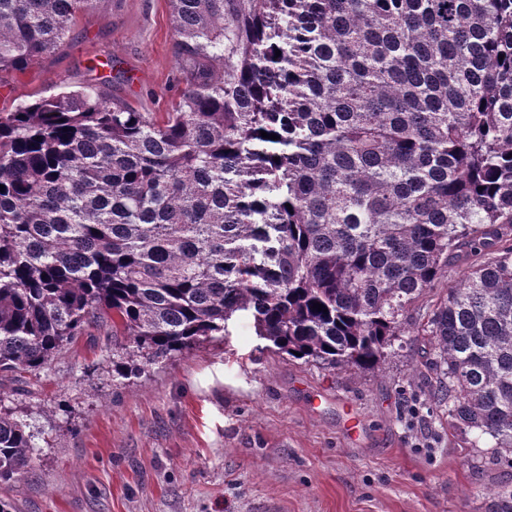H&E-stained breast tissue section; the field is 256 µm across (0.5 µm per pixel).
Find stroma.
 Instances as JSON below:
<instances>
[{
    "label": "stroma",
    "mask_w": 512,
    "mask_h": 512,
    "mask_svg": "<svg viewBox=\"0 0 512 512\" xmlns=\"http://www.w3.org/2000/svg\"><path fill=\"white\" fill-rule=\"evenodd\" d=\"M109 58L103 92L168 111L183 89L168 0H94L0 109L99 84ZM122 353L92 326L38 374L0 378V413L35 443L0 512H486L489 488L512 487L440 407L428 337L370 374L327 369L268 351L242 311L142 374L115 373Z\"/></svg>",
    "instance_id": "obj_1"
}]
</instances>
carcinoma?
I'll return each instance as SVG.
<instances>
[{
  "instance_id": "carcinoma-1",
  "label": "carcinoma",
  "mask_w": 512,
  "mask_h": 512,
  "mask_svg": "<svg viewBox=\"0 0 512 512\" xmlns=\"http://www.w3.org/2000/svg\"><path fill=\"white\" fill-rule=\"evenodd\" d=\"M169 3L164 116L96 88L0 110V373L103 320L135 369L240 311L278 354L372 372L480 248L416 335L448 417L512 465V0ZM92 4L0 0V84ZM32 448L0 415L1 482ZM477 257L478 256L470 254L469 250L466 249L458 252V256L449 262L448 268L440 279L437 288H433L427 292L419 301L416 310L412 312V323L418 321L420 315L426 313L429 305H431L439 295H442L448 288H453L459 283L464 273L475 262Z\"/></svg>"
}]
</instances>
